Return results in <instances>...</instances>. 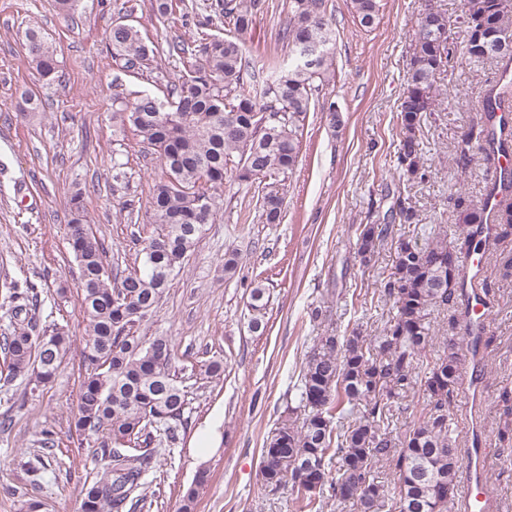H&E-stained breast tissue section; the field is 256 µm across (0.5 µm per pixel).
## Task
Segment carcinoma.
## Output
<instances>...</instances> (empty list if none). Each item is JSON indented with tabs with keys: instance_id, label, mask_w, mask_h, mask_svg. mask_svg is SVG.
<instances>
[{
	"instance_id": "1",
	"label": "carcinoma",
	"mask_w": 512,
	"mask_h": 512,
	"mask_svg": "<svg viewBox=\"0 0 512 512\" xmlns=\"http://www.w3.org/2000/svg\"><path fill=\"white\" fill-rule=\"evenodd\" d=\"M361 28L379 20L380 0H352ZM487 15L485 39L464 44L475 62L512 65V0H482ZM224 35L196 39L177 36L162 46L119 17L106 42L112 62L133 74L158 69V58L182 65L173 80L165 76L159 92L135 91L117 96L112 121L154 151L162 175L146 199L149 223L156 231L131 239L137 266L119 273L109 268L104 241L88 220L83 193L70 198L67 225L77 264L86 321L85 347L79 367V395L70 428L87 442L99 460L81 483V512H150L146 476L155 468L157 444L174 445L188 428L185 418L190 380H218L224 360L209 359L197 368L176 364L172 339L148 338L139 329L155 313L169 284L167 274L181 269L217 217L216 194L226 175L248 186L271 183L258 195L264 224L283 220V197L273 179L293 171L299 162L305 120L316 82L333 71L332 31L325 20V0H289L293 18L279 29L288 49L280 63L245 48L242 36L267 11L266 0H218ZM156 16L170 25L186 22L184 0H156ZM448 17L429 9L411 40L407 88L398 115V168L408 182H423L425 168L417 131L437 91L439 76L450 66L453 50ZM26 50L43 79L60 78L56 53L43 33L25 31ZM325 44L311 66L297 55L309 42ZM480 122L454 145L456 160L476 154L491 158L512 150V125L503 114L504 95L497 78L487 81ZM126 163L112 153V192L128 188ZM512 194V172L486 187L485 196ZM458 237H435L424 246L399 240L383 294L391 312L382 334L320 337L297 385L304 418L276 423L261 449L260 476L274 492L287 490L296 512H320L326 499L340 501V488L361 512H447L458 495V435L450 407L462 385L463 367L453 347L431 352L430 308L469 302L463 260L486 250L489 241L512 236V204L497 208L491 220L462 194L455 199ZM411 207L388 209L382 221L356 228L357 255L363 265L394 236V223H410ZM106 267L109 274H100ZM0 309L9 320L0 335V378L22 379L36 388L50 384L71 352L68 326L42 323L40 291L34 282L0 284ZM265 289L250 293L256 312L250 328L261 327ZM422 400L400 425L393 408L405 394ZM503 422L496 438L512 449V387L498 393ZM383 463L390 480H376L372 468ZM309 467L316 488L300 487L288 473ZM202 469L187 491L181 512H193L198 488L207 482Z\"/></svg>"
}]
</instances>
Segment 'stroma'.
<instances>
[{
    "label": "stroma",
    "instance_id": "1",
    "mask_svg": "<svg viewBox=\"0 0 512 512\" xmlns=\"http://www.w3.org/2000/svg\"><path fill=\"white\" fill-rule=\"evenodd\" d=\"M203 0H186V26L160 23L152 0H83L73 17L60 14L54 0H0V278L32 281L41 291L43 324L68 320L76 341L68 364L55 380L36 390L21 381H0V512H21L23 501L43 502V512H80V479L93 467L86 445L69 431L77 407V364L85 321L77 266L66 236V201L83 189L88 216L119 264L132 263V233L150 235L154 227L144 210L127 213L112 195V154L127 163L130 195L140 194L159 174L156 156L145 154L130 136L112 124V99L131 89L151 92L153 75L117 69L105 35L118 15L151 41L162 42L196 32L224 30L221 19H208ZM258 19L245 38L249 51L280 55L276 36L287 22L282 0ZM464 0H382L374 30H361L351 0H328L326 17L336 34L335 74L316 92L335 102L336 113L312 110L307 118L299 163L282 175L285 218L262 223L253 191L227 175L217 200L214 224L172 276L157 311L141 328L144 336H172L179 365L217 357L226 377L199 381L189 396L187 433L176 447L160 448L156 480L162 495L152 512H180L182 497L199 467L209 478L193 512H293L284 493L265 489L259 476L261 450L277 419L297 406L300 371L318 336L328 328L339 335H378L380 307L353 299L355 289L380 287L388 275L393 244H385L375 263L362 266L356 255L354 227L369 214H384L397 199H411L413 223L395 227L396 237L423 242L431 229L455 238L451 197L467 194L481 204L495 169L483 158L460 167L454 144L481 118L480 96L495 66L456 57L450 75L441 76L433 111L420 133V146L432 173L428 181H399L396 156L397 116L406 88L410 43L425 6L453 22L449 38L460 43ZM41 28L49 37L63 71L61 82L46 84L27 57L24 31ZM38 92L46 111L22 118L20 94ZM237 251L240 271L225 279L224 255ZM486 296L492 313L486 326L493 342L471 356L465 338L447 343L450 310L432 308L433 349L455 348L464 364L479 358L477 379L482 445L488 450L490 489L487 512H512V457L502 453L495 436L500 409L495 398L512 386V282L489 274ZM266 288L265 331L248 327V302L255 283ZM54 422L58 446L52 454L62 467H49L30 483L28 464L47 458L39 444L45 422ZM220 442L206 460L191 450L207 431Z\"/></svg>",
    "mask_w": 512,
    "mask_h": 512
}]
</instances>
